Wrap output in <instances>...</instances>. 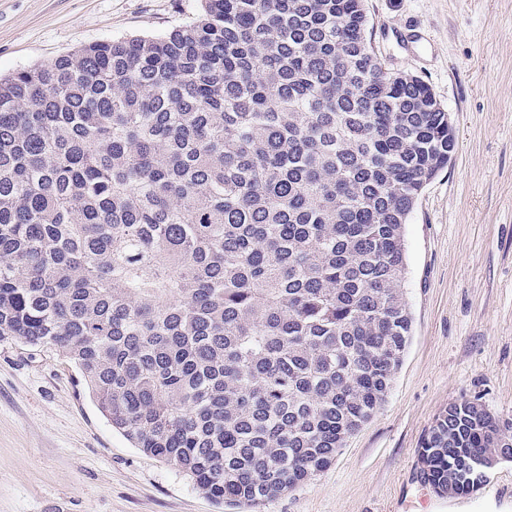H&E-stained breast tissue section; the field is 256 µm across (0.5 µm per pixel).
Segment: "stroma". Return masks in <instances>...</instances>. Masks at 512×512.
<instances>
[{
    "instance_id": "1",
    "label": "stroma",
    "mask_w": 512,
    "mask_h": 512,
    "mask_svg": "<svg viewBox=\"0 0 512 512\" xmlns=\"http://www.w3.org/2000/svg\"><path fill=\"white\" fill-rule=\"evenodd\" d=\"M385 65L419 77L458 146L404 228L412 336L386 401L331 466L255 512H442L417 450L449 404L512 420V0H364ZM200 0H0V77L160 35ZM0 512H234L134 448L50 347L0 340Z\"/></svg>"
}]
</instances>
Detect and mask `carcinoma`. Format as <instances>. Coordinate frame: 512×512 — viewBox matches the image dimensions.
<instances>
[{
  "label": "carcinoma",
  "mask_w": 512,
  "mask_h": 512,
  "mask_svg": "<svg viewBox=\"0 0 512 512\" xmlns=\"http://www.w3.org/2000/svg\"><path fill=\"white\" fill-rule=\"evenodd\" d=\"M367 26L364 0H201L0 79V339L60 349L218 503L326 470L410 343L404 225L456 140ZM490 459L512 423L463 399L420 481L467 496Z\"/></svg>",
  "instance_id": "1"
}]
</instances>
